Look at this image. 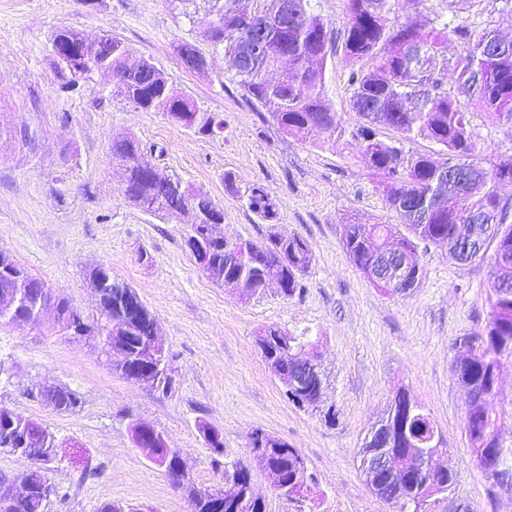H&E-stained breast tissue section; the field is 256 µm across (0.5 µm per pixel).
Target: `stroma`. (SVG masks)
<instances>
[{"label": "stroma", "mask_w": 512, "mask_h": 512, "mask_svg": "<svg viewBox=\"0 0 512 512\" xmlns=\"http://www.w3.org/2000/svg\"><path fill=\"white\" fill-rule=\"evenodd\" d=\"M207 9L206 0H0V251L89 318V272L109 266L155 317L172 368L165 390L127 380L93 343L58 336L50 322L0 326V406L42 423L58 445L44 512H97L109 501L126 512H190L164 469L135 447V420L165 433L199 487H220L234 466L246 467L266 512H390L361 471L360 450L400 389L432 417L445 448L436 463L453 473L451 491L432 497L428 512H512V496L473 460L469 399L451 369L455 341L488 323L490 263H459L445 246L421 242L419 287L405 296L375 288L342 246L344 225L392 219L350 136L360 122L350 106L355 63L340 40L329 44L325 101L346 136L323 148L319 135L283 134L207 42ZM61 28L121 39L178 94L219 115L222 132L201 134L137 108L113 96L103 73L73 78L51 47ZM181 42L208 55L210 67L188 69L176 51ZM124 137L223 208L225 238L302 237L313 261L301 293L247 295L204 275L185 245L184 220L128 202L111 150ZM255 189L267 194L275 218L249 209ZM270 327L308 337L305 354L326 383L319 410L293 404L268 368L257 342ZM53 387L76 392L79 406L55 410L39 395ZM328 409L335 421L325 420ZM205 424L221 432L222 451L209 447ZM256 432L297 450L313 494L280 496L250 448Z\"/></svg>", "instance_id": "stroma-1"}]
</instances>
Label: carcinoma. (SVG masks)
Returning a JSON list of instances; mask_svg holds the SVG:
<instances>
[{"mask_svg": "<svg viewBox=\"0 0 512 512\" xmlns=\"http://www.w3.org/2000/svg\"><path fill=\"white\" fill-rule=\"evenodd\" d=\"M212 16L205 37L224 52L227 71L248 97L263 107L279 129L306 139L313 132L323 135L322 143L336 144L345 132L339 113L323 100L327 45L331 30L323 16L314 10L312 0H256V7L242 10L237 0H206ZM392 0H347L343 24V51L353 61H371L367 69L353 71L350 103L360 118L350 132L361 147L366 167L381 177L380 186L394 224H346L342 238L351 263L376 287L398 296L419 283L421 272L413 259L415 240L444 244L448 256L463 262L491 260L493 281L489 294L490 315L484 332L469 337V357L454 371L458 382L467 388L486 386L492 370L503 356L512 357V223H507L512 205L500 190L502 175L498 165H485L477 153V134L468 105H477L485 118L512 127V41L502 39L496 30L478 22L463 24L439 14L426 30L411 20L390 21ZM53 40L71 46L70 55L59 60L74 76H84L103 66L112 69L115 82L112 95L144 110L161 111L167 119L184 124L197 115L195 127L211 135L223 128L216 116L201 112L187 99L176 94L166 76L149 60L130 59L125 44L110 35L87 44L73 29H60ZM458 45L453 65L436 61L448 42ZM382 127L394 132L391 140L377 137ZM433 140L442 147V157L416 153L405 144L417 138ZM112 160L124 168V193L136 207L150 214L176 217L185 210L194 211L187 237L205 234L206 225L223 219L224 212L205 193H190L180 179L153 178L150 160L138 142L130 137L112 143ZM249 207L261 218L275 216L273 206L260 190L249 196ZM470 241L466 256L457 253L459 239ZM492 255H487L489 246ZM230 243L223 239L210 242L208 248L194 253L202 272L217 285L226 280L239 282L240 290L252 295L264 291L269 283L280 286V293L291 298L301 292L300 277L313 257L300 237H273L263 244L251 243L249 260L229 259ZM105 282L99 315L89 329L95 336H108L107 320L124 328V338L115 343L127 348V359L118 369L127 375V364L137 361L149 341L150 311L132 306L138 294L130 285L112 277L107 266L97 270ZM23 288L29 300L21 310L31 323H40L41 302L50 301L61 311L69 302L54 296L43 280L30 274L9 255L0 252V296ZM284 331L270 327L266 339L258 340L261 354L272 372L282 377L294 368V358L274 337ZM498 388L472 412L469 435L475 441L488 439L500 446L499 416L494 407ZM319 400L318 392L306 385L294 393L299 407ZM6 421L30 432L40 440L37 422L0 407V429ZM434 423L425 409L401 412L386 417L373 431L367 448H386L400 434L404 447L418 448L431 438ZM264 442L268 465L281 476L279 491L291 498L296 485L313 483L307 470L297 466V451L268 436L255 434L252 443ZM140 450L165 472L173 483H180L193 503L194 512H212L208 496L191 479H183L174 459H166L165 449L150 442ZM390 495L401 502L418 501L423 485L430 484L434 494L450 490L453 475L446 472L422 475L419 468L407 470L388 480ZM43 506L32 495L0 512H42ZM224 512H266L265 504L250 500L224 504Z\"/></svg>", "mask_w": 512, "mask_h": 512, "instance_id": "1", "label": "carcinoma"}]
</instances>
